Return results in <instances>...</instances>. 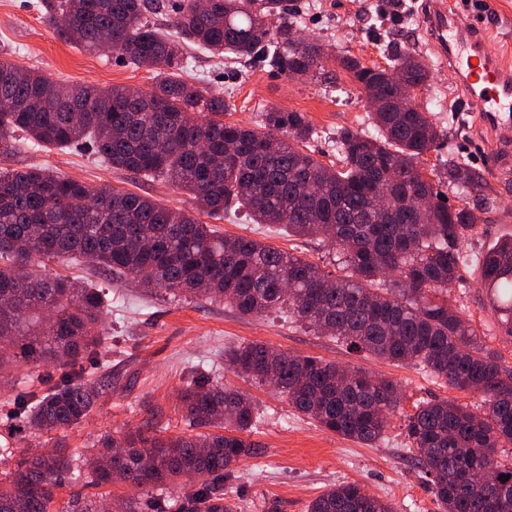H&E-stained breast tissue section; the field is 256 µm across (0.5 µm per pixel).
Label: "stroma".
Here are the masks:
<instances>
[{
  "instance_id": "35a3bbf8",
  "label": "stroma",
  "mask_w": 512,
  "mask_h": 512,
  "mask_svg": "<svg viewBox=\"0 0 512 512\" xmlns=\"http://www.w3.org/2000/svg\"><path fill=\"white\" fill-rule=\"evenodd\" d=\"M39 2L0 0V58L64 86L123 85L147 91L154 85L152 72L135 68L119 55L64 42L46 22ZM295 7L300 32L325 46L327 57L317 77L289 78L257 63H240L230 54L214 57L190 44L183 54V79L224 96L230 104L224 114L228 123L258 126L263 112L271 108L305 113L313 128L306 147L327 163L337 156L339 129L372 130L366 99L339 66V58L351 55L383 67L398 52L423 56L430 80L418 101L446 133L439 149L425 155L424 165L439 170L452 157L483 179L481 190L469 196L452 188L447 191L449 204L469 207L477 224L476 234L462 246L465 260L452 291L454 303L484 343L512 362V337L504 334L476 269L477 256L497 240L512 237V174L489 170L476 154L474 144L485 135L477 124V108L464 99L456 74L432 48L422 22L423 0H412L408 13L400 16L390 0H296ZM452 9L458 28H469L478 18L491 30L488 53L505 49L512 39V0H494L481 11L472 0H454ZM30 167H46L95 188L150 196L186 211L193 205L188 192L167 182L112 169L86 144L60 150L24 144L11 153H0V169ZM210 223L222 235L256 238L322 269L332 267L334 256L325 242L289 236L279 225L252 223L242 207L231 206ZM47 270L101 289L109 303L101 346L92 359L76 367L84 378L101 379L105 385L93 411L80 424L53 433V440L67 450L92 449L101 435L115 431L141 429L162 438L183 433L179 391L188 377L206 376L246 392L258 408L259 421L250 438L259 451L237 464L224 487L234 512H306L309 501L324 490L349 482L391 503L395 512H438L428 481L407 450L404 421L421 401L438 397L466 404L469 395L449 388L421 366L393 364L350 351L282 312L244 316L223 303L149 294L137 283L116 281L108 271L92 269L79 258L57 259ZM251 341L319 357L397 384L402 392L400 407L381 440L366 446L328 432L295 413L272 386L236 374L225 363L224 351Z\"/></svg>"
}]
</instances>
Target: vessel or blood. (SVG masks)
<instances>
[{"label": "vessel or blood", "instance_id": "1", "mask_svg": "<svg viewBox=\"0 0 512 512\" xmlns=\"http://www.w3.org/2000/svg\"><path fill=\"white\" fill-rule=\"evenodd\" d=\"M423 25L492 134L479 144L485 165L497 173L512 171V57L486 53L489 34L482 25L458 30L446 0H428Z\"/></svg>", "mask_w": 512, "mask_h": 512}]
</instances>
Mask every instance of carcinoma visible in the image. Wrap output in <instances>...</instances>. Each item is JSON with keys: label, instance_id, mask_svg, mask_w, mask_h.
<instances>
[{"label": "carcinoma", "instance_id": "1", "mask_svg": "<svg viewBox=\"0 0 512 512\" xmlns=\"http://www.w3.org/2000/svg\"><path fill=\"white\" fill-rule=\"evenodd\" d=\"M292 0H41L44 17L67 42L119 54L155 75L150 91L124 86L66 88L0 59V145L21 134L41 148L88 142L112 168L161 178L189 192L196 213L137 193L91 189L48 168L0 170V376L19 361L51 364L58 376L41 389L20 386L8 420L31 433L78 425L99 387L70 368L101 342L106 301L64 275L39 272L48 262L79 256L93 267L129 277L148 292L225 300L241 314L275 311L351 350L385 362H412L448 386L476 394L472 408L426 400L405 420L409 452L430 478L439 512H512V365L483 343L458 315L452 290L460 278L462 243L476 233L465 207L448 205L441 179L461 194L480 178L459 162L427 174L423 156L443 130L415 103L426 63L401 53L388 67L343 56L340 66L365 97L375 134L344 128L332 163L300 149L312 136L302 112L271 109L260 128L224 122L229 103L177 76L184 45L231 53L288 77H315L326 56L317 39L298 35ZM167 15L168 27L149 19ZM405 76V84L394 75ZM430 205L422 207L419 201ZM243 206L256 224H281L288 235L317 238L336 249L340 273L247 236L226 239L197 217ZM480 287L512 336V238L478 259ZM242 376L269 384L319 427L370 445L385 432L401 391L317 357L252 341L224 351ZM190 429L167 439L142 431L105 436L90 456L34 449L15 471L0 474V512H98L96 504H55L61 477L76 459L87 484L116 482L161 490L189 474L200 485L179 512H232L224 481L256 453L244 437L257 419L244 393L193 378L180 395ZM307 512H394L358 483L334 486Z\"/></svg>", "mask_w": 512, "mask_h": 512}]
</instances>
